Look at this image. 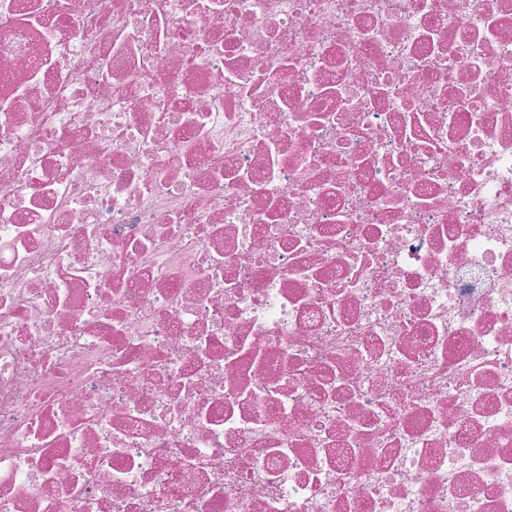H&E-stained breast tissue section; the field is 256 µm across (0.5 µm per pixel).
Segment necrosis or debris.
Wrapping results in <instances>:
<instances>
[{"label": "necrosis or debris", "instance_id": "obj_1", "mask_svg": "<svg viewBox=\"0 0 512 512\" xmlns=\"http://www.w3.org/2000/svg\"><path fill=\"white\" fill-rule=\"evenodd\" d=\"M0 512H512V0H0Z\"/></svg>", "mask_w": 512, "mask_h": 512}]
</instances>
